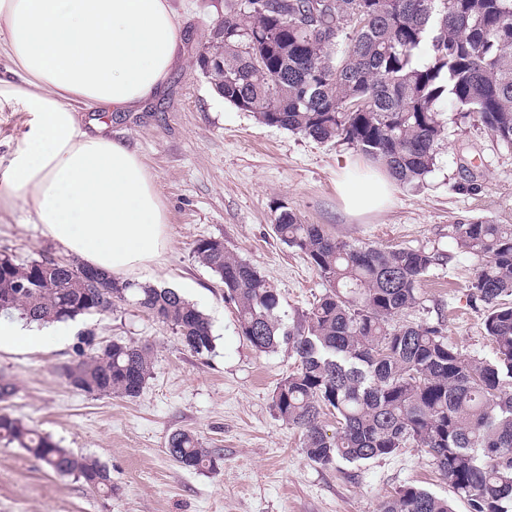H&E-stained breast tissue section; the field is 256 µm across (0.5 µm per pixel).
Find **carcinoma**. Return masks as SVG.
Returning <instances> with one entry per match:
<instances>
[{
  "label": "carcinoma",
  "mask_w": 512,
  "mask_h": 512,
  "mask_svg": "<svg viewBox=\"0 0 512 512\" xmlns=\"http://www.w3.org/2000/svg\"><path fill=\"white\" fill-rule=\"evenodd\" d=\"M199 54L217 61L206 77L225 101L264 125L346 143L401 185L416 186L433 171L445 103L512 145V0H224V19ZM275 232L307 257L325 287L296 326L282 322L277 290L223 241L199 239L194 253L223 284L252 347L266 353L285 345L295 355L274 406L302 433L306 457L360 465L425 448L468 512H512V224L477 219L451 229L457 249L478 260L470 298L495 344L492 359L461 354L439 323L394 322L419 304L421 281L446 256L341 239L301 223L286 206ZM15 263L0 251V312L42 325L132 300L172 326L190 351L213 347L209 319L171 288L113 277L92 285L75 259L67 267L31 260L32 280L18 288ZM85 344L65 377L85 378L99 394L140 395L153 368L149 347ZM326 411L336 418L332 433L321 420ZM0 438L58 476L112 488L98 459L9 414L0 413ZM167 453L187 471L221 460L186 430L171 433ZM381 512L452 510L406 485Z\"/></svg>",
  "instance_id": "1"
}]
</instances>
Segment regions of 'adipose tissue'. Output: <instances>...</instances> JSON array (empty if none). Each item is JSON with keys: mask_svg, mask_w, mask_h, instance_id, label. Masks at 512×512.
Returning a JSON list of instances; mask_svg holds the SVG:
<instances>
[{"mask_svg": "<svg viewBox=\"0 0 512 512\" xmlns=\"http://www.w3.org/2000/svg\"><path fill=\"white\" fill-rule=\"evenodd\" d=\"M172 0H0V108L28 115L0 158V206L22 207L44 236L111 275L146 268L168 246L154 175L125 141L87 129L78 109L125 111L155 96L181 61ZM397 188L386 168L346 158L336 194L351 216L387 208ZM0 316V351L67 335Z\"/></svg>", "mask_w": 512, "mask_h": 512, "instance_id": "ef3b65f1", "label": "adipose tissue"}]
</instances>
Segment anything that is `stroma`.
Wrapping results in <instances>:
<instances>
[{
	"label": "stroma",
	"mask_w": 512,
	"mask_h": 512,
	"mask_svg": "<svg viewBox=\"0 0 512 512\" xmlns=\"http://www.w3.org/2000/svg\"><path fill=\"white\" fill-rule=\"evenodd\" d=\"M185 61L162 92L136 112L80 111L82 123L105 124L109 137L136 149L154 175L166 207L167 251L133 281L180 288L209 319L211 352L185 348L175 330L130 302L113 312L78 318L61 341L24 352H0V377L15 393L0 411L48 435L61 447L105 464L111 489L59 477L18 444L0 439V512H380L382 501L411 484L448 500L466 501L422 448L355 466L311 462L300 433L273 405L277 384L294 371L287 348L263 353L242 336L234 303L217 276L193 253L201 238H217L252 264L281 296L286 325L299 322L324 292L307 258L276 235L280 206L302 223L332 235L385 248H419L449 256L424 278L419 303L404 323L442 322L466 356L493 357L482 314L469 302L475 259L458 252L451 227L481 218L512 224V146L479 125L454 122L446 109L445 138L423 184L402 186L393 206L359 218L339 208L334 182L350 146L317 142L261 124L213 89L197 63L224 0H176ZM469 166L478 189L461 188ZM18 260L65 257L24 209L0 211V250ZM98 342L149 345L154 365L141 395L126 399L70 386L65 370L77 359L85 331ZM189 430L219 450L216 469L188 472L167 455L169 435Z\"/></svg>",
	"instance_id": "obj_1"
}]
</instances>
